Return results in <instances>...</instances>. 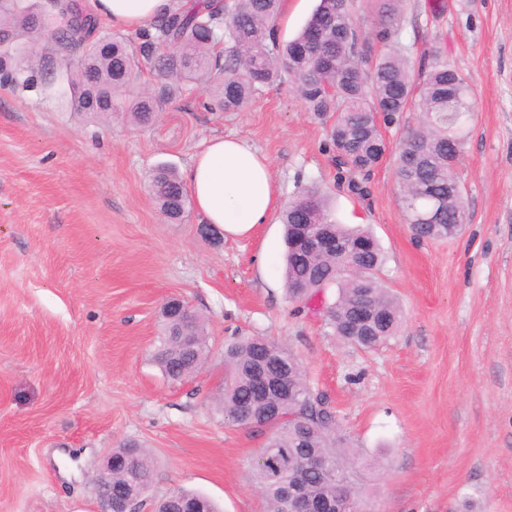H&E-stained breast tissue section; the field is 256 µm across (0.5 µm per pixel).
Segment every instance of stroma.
Segmentation results:
<instances>
[{
    "label": "stroma",
    "instance_id": "obj_1",
    "mask_svg": "<svg viewBox=\"0 0 512 512\" xmlns=\"http://www.w3.org/2000/svg\"><path fill=\"white\" fill-rule=\"evenodd\" d=\"M400 43L414 70L440 48L474 92L457 167L468 222L450 239L412 235L394 153L367 198L337 187L331 122L291 77L239 112L205 110L209 90L185 86L142 128L90 120L39 85L0 88V512H99L96 475L126 442L152 455L154 495L180 487L220 512H264L247 464L267 434L214 406L239 333L287 342L327 394L374 512H512V0H405ZM223 135L269 158L279 206L315 185L338 223L370 227L396 336L344 342L323 315L332 288L295 311L282 224L216 242L196 209L164 219L150 172L184 170ZM172 297L212 346L180 383L152 360Z\"/></svg>",
    "mask_w": 512,
    "mask_h": 512
}]
</instances>
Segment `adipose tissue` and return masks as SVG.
<instances>
[{
	"instance_id": "1",
	"label": "adipose tissue",
	"mask_w": 512,
	"mask_h": 512,
	"mask_svg": "<svg viewBox=\"0 0 512 512\" xmlns=\"http://www.w3.org/2000/svg\"><path fill=\"white\" fill-rule=\"evenodd\" d=\"M169 0H87L98 22L137 29L163 14ZM183 183L205 223L225 237L246 238L276 213V190L267 158L233 137L209 139L185 170Z\"/></svg>"
}]
</instances>
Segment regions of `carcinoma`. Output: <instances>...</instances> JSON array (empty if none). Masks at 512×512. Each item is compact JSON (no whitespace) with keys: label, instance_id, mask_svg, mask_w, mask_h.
<instances>
[{"label":"carcinoma","instance_id":"cac0c4a2","mask_svg":"<svg viewBox=\"0 0 512 512\" xmlns=\"http://www.w3.org/2000/svg\"><path fill=\"white\" fill-rule=\"evenodd\" d=\"M282 0H171L168 13L127 35L102 43L96 24L78 0H0V84L45 88L60 85L75 111L92 120H109L123 112L135 126L153 123L163 107L188 84L211 88L207 109L236 112L264 86L293 76L308 111L321 118L333 112L329 149L336 165V183L359 196L383 155L381 128L398 123L415 108L425 115L404 133L396 150V177L403 189L405 221L419 237H448V225L465 212L456 168L467 137L466 120L472 87L436 51L428 55V70L414 74L399 48L403 0H374L377 25L373 39L382 44L374 65H365L362 38L352 0H319L306 25L290 40L279 37L277 21ZM71 56L78 66H66ZM112 98V107L87 106L93 97ZM156 205L165 218L177 221L188 206L179 174L169 166L150 176ZM310 209L319 224L330 225L343 241L366 242L372 250L365 269L352 274L344 259L330 252L301 256L285 252V286L300 302L326 288H336L327 309L336 335L362 349H375L394 336L401 325L396 298L379 282L382 255L373 235L361 227L336 223L327 198L306 187L282 211L284 237L293 235L299 212ZM366 302L383 310L387 324L376 336L346 330L355 306ZM211 353L198 316L184 323L163 321L154 361L173 382L197 373ZM265 364L286 391L268 396L255 393L256 367ZM218 407L224 420L244 426L243 414L269 432L266 461L249 462L253 483L266 504L265 512H289L285 486L300 477L304 495L336 500L338 484L352 483L347 466L357 452L327 397L308 380L298 357L287 345L266 336H234L224 343V384ZM311 457L335 466V474L303 471ZM152 484V462L143 448L132 449L131 466L116 459L112 485L135 490ZM194 504L200 512H216L203 496L180 489L155 501L157 512L173 508L172 498Z\"/></svg>","mask_w":512,"mask_h":512}]
</instances>
